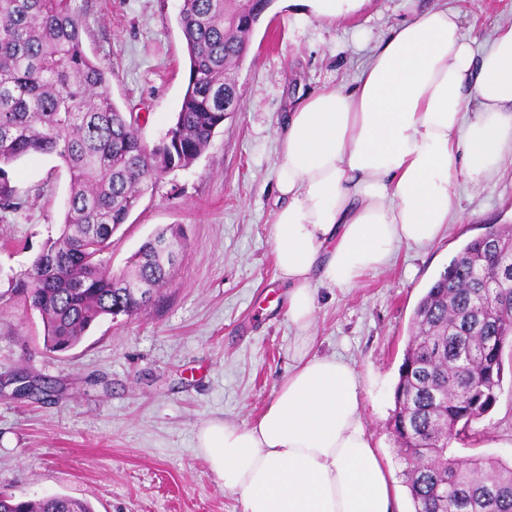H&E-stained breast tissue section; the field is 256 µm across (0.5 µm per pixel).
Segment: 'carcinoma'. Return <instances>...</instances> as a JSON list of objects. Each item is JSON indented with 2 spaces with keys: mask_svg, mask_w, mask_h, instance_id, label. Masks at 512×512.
Masks as SVG:
<instances>
[{
  "mask_svg": "<svg viewBox=\"0 0 512 512\" xmlns=\"http://www.w3.org/2000/svg\"><path fill=\"white\" fill-rule=\"evenodd\" d=\"M257 0H182L178 24L190 78L174 124L149 149L108 91L109 71L84 50L75 0H0V209L20 207L10 167L55 155L69 169L59 234L10 295L39 314L46 351L74 348L105 318L136 316L167 282L176 258L158 248L164 229L115 273L101 256L149 184L191 165L224 125V89L243 58ZM505 228L466 243L417 303L394 391L391 433L413 512H512V463L460 456L452 445L476 433L503 379L512 344V263ZM0 512H95L91 502L50 494L0 493Z\"/></svg>",
  "mask_w": 512,
  "mask_h": 512,
  "instance_id": "cac0c4a2",
  "label": "carcinoma"
}]
</instances>
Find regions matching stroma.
I'll list each match as a JSON object with an SVG mask.
<instances>
[{
  "label": "stroma",
  "instance_id": "1",
  "mask_svg": "<svg viewBox=\"0 0 512 512\" xmlns=\"http://www.w3.org/2000/svg\"><path fill=\"white\" fill-rule=\"evenodd\" d=\"M436 0H364L315 21L273 0L235 71L241 104L185 169L161 176L112 236L104 260L119 271L155 232L177 231L184 251L139 315L103 320L74 349L46 352L36 312L7 296L64 218L70 175L53 156L11 169L23 205L0 211V491L21 499L60 493L96 512H242L196 448L214 418L258 417L287 377L295 346L288 288L276 278L278 133L298 97L352 83L368 46ZM462 32L486 42L512 24V0H447ZM89 56L111 69L115 104L154 146L180 110L189 60L181 0H78ZM462 221L432 245L401 248L394 265L351 288L319 289L311 334L363 377V416L393 475L402 464L389 429L414 309L468 241L512 225V163L461 192ZM495 407L455 452L512 461V347ZM49 392L19 396L17 376Z\"/></svg>",
  "mask_w": 512,
  "mask_h": 512
}]
</instances>
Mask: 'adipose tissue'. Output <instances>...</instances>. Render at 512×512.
Wrapping results in <instances>:
<instances>
[{
	"instance_id": "obj_1",
	"label": "adipose tissue",
	"mask_w": 512,
	"mask_h": 512,
	"mask_svg": "<svg viewBox=\"0 0 512 512\" xmlns=\"http://www.w3.org/2000/svg\"><path fill=\"white\" fill-rule=\"evenodd\" d=\"M273 253L297 332L292 365L250 424L197 432L243 512H395L355 368L310 349L318 288H350L401 247L424 248L512 157V25L475 48L458 11L413 14L373 47L351 87L300 99L279 132Z\"/></svg>"
}]
</instances>
